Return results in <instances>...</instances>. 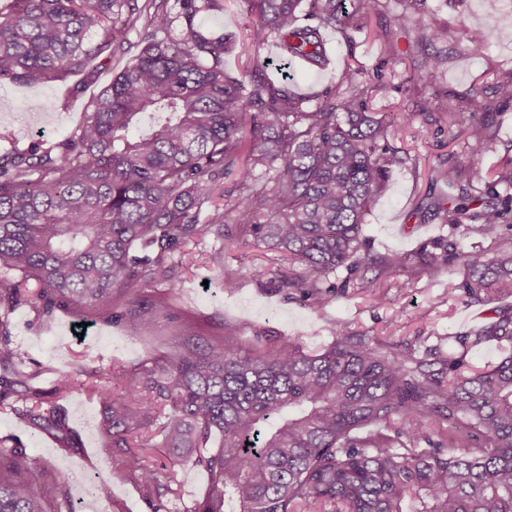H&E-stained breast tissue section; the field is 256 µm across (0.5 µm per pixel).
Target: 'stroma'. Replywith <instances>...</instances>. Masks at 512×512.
<instances>
[{
	"instance_id": "1",
	"label": "stroma",
	"mask_w": 512,
	"mask_h": 512,
	"mask_svg": "<svg viewBox=\"0 0 512 512\" xmlns=\"http://www.w3.org/2000/svg\"><path fill=\"white\" fill-rule=\"evenodd\" d=\"M380 3L364 30L353 29L346 34L334 28L325 30L330 59L326 70L296 64L290 73L297 91L307 94L333 84L341 66H359L363 82L373 83L378 75L385 82L384 89L370 97L372 110L395 112L407 102L405 89L412 74V60L424 46L418 18L428 12L447 22L448 62L417 85L419 92L432 98L434 118L429 122L419 116L413 119L402 142L409 161L394 171L385 193L365 219L371 254H412L424 243L450 234L449 225L419 224L412 216L416 203L429 188L433 170L467 157L473 175L478 177L512 158V105L502 108L494 141L478 155H469L464 138L454 139L448 133L449 111H483L485 105L496 102V84L512 76V7H502L490 17L482 0H419L409 11L407 27L386 38L382 28L394 0ZM469 28L485 33L487 45L482 56H472L467 49L464 32ZM390 43L398 53L392 64L387 61L386 46ZM127 60V55H115L91 79L75 74L38 86L0 83V128L14 134L13 139L0 140V155L25 150L35 142L47 148L55 146L81 123L90 100L111 83ZM216 246L209 235L184 246L182 292L167 297V307L157 310L150 320L110 324L95 312L74 305L47 317L37 316L26 305L10 311L5 320L12 345L40 365L35 386L52 390L61 374L80 367L125 372L161 358L171 351L184 320L189 318L198 322L206 336L218 333L226 322L242 325L236 345L244 351L271 347L282 337L299 340L305 350H318L332 341L336 325L342 323L380 344L396 343L417 356L437 346L444 354L482 366L498 361L505 353L494 342L465 347L457 343V335L485 324L492 308L512 306V295L470 302L456 288L462 278L458 266L434 272L411 267L381 279L375 293L362 287L360 272L341 268L327 279L335 287L334 301L321 306L301 300L270 276L245 278L234 291H224L223 273L259 265L271 269L278 265L280 255L264 248L234 246L225 250L224 268L218 271L209 265V255ZM60 404L81 440L64 473H56L53 468L61 453L54 439L35 433L16 419L5 403H0V437L20 439L37 461L41 487L50 496L67 498L76 512H150L146 491L126 476L111 452L103 448L97 397L75 392L61 398ZM98 478L111 486L107 500H92L85 494L87 485Z\"/></svg>"
}]
</instances>
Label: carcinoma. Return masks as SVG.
<instances>
[{"mask_svg":"<svg viewBox=\"0 0 512 512\" xmlns=\"http://www.w3.org/2000/svg\"><path fill=\"white\" fill-rule=\"evenodd\" d=\"M252 46L273 43L282 77L256 58L233 76L224 52L237 32L213 35L199 23L223 0H12L0 13V82L43 85L126 52L140 19V50L90 103L83 123L56 150L32 144L0 163V313L20 304L37 315L78 304L112 321L146 313L143 290L175 293L182 246L210 235L222 243L287 255L279 287L320 305L335 299L327 276L356 270L365 216L406 157L393 144L411 116H431L422 98L410 114L372 112L361 69L347 64L315 99L299 95L286 69L327 62L322 31L356 23L379 0H242ZM432 52L414 61L420 78L448 62V26L421 19ZM182 36L173 37V25ZM466 38L484 52L482 30ZM147 113L157 130L131 135ZM497 113H448V130L474 146L493 136ZM462 161L436 172L416 206L419 224L439 219L466 236L501 239L512 229V160L474 185ZM238 195L214 204L224 178ZM236 213L234 222L229 214ZM424 270L457 261L458 289L474 301L512 294V252L463 250L456 238L422 248ZM378 279L410 267L403 253L376 256ZM176 346L152 364L120 375L76 369L55 394H95L105 448L148 492L180 498L174 471L148 461L165 448L173 463L208 474L205 495L184 512H512V353L483 367L429 348L414 357L336 325L333 341L307 352L285 338L270 350L243 351L207 339L186 322ZM512 345V311L456 337ZM0 401L52 437L63 472L79 437L67 411L44 398L0 320ZM380 426L371 438L356 432ZM427 434V447L420 446ZM214 436L215 448L207 447ZM0 512H75L39 491L25 445L0 439Z\"/></svg>","mask_w":512,"mask_h":512,"instance_id":"cac0c4a2","label":"carcinoma"}]
</instances>
